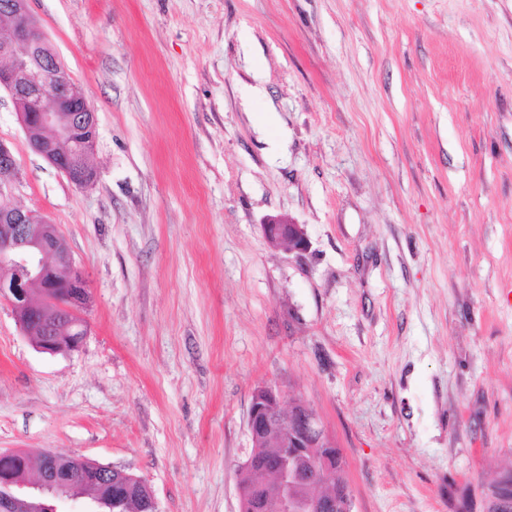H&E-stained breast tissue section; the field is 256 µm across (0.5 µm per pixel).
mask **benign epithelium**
Listing matches in <instances>:
<instances>
[{
	"label": "benign epithelium",
	"instance_id": "7a95c632",
	"mask_svg": "<svg viewBox=\"0 0 512 512\" xmlns=\"http://www.w3.org/2000/svg\"><path fill=\"white\" fill-rule=\"evenodd\" d=\"M30 0H0V17L10 34L0 38V91L10 96L26 137L36 152L77 187L96 181L90 164L97 141V116L84 90L76 83L47 41ZM19 180L17 159L0 141V198L13 194ZM266 242L286 246L301 255L309 240L305 225L282 215L261 225ZM0 296L12 306L24 332L37 350L49 355L77 350L84 336L60 335L64 313L83 316L89 302L85 276L74 263L58 225L39 212L0 203ZM252 447L269 440L281 451L264 470L258 498L241 499L249 512H353L349 487L330 496L314 492L336 467L343 465L336 442L319 416L298 401L285 407L279 391L268 384L252 394L247 420ZM14 461L0 468V512H57L54 502L76 499L81 488L95 493L80 512H118L125 496L147 481L123 469L82 456L42 455L38 478L30 479L29 456L1 453Z\"/></svg>",
	"mask_w": 512,
	"mask_h": 512
}]
</instances>
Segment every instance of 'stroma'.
Segmentation results:
<instances>
[{"instance_id":"1","label":"stroma","mask_w":512,"mask_h":512,"mask_svg":"<svg viewBox=\"0 0 512 512\" xmlns=\"http://www.w3.org/2000/svg\"><path fill=\"white\" fill-rule=\"evenodd\" d=\"M94 105L81 189L7 93L11 203L57 224L87 336L0 299V452L240 512L253 390L307 402L353 512H487L512 474V0H31ZM305 225L303 255L261 226Z\"/></svg>"}]
</instances>
